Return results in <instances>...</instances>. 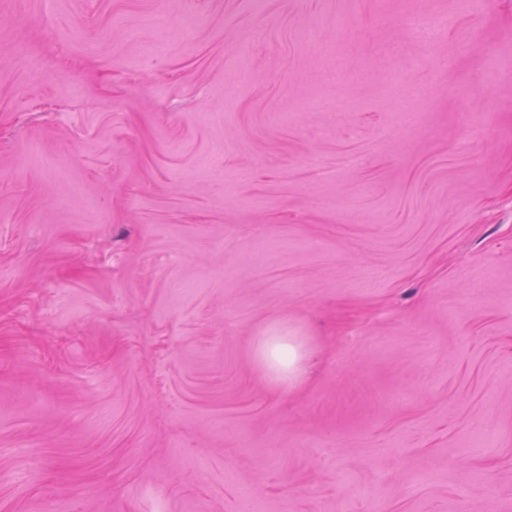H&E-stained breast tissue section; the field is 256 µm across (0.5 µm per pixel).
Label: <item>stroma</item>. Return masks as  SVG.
Segmentation results:
<instances>
[{"label":"stroma","mask_w":512,"mask_h":512,"mask_svg":"<svg viewBox=\"0 0 512 512\" xmlns=\"http://www.w3.org/2000/svg\"><path fill=\"white\" fill-rule=\"evenodd\" d=\"M0 512H512V0H0ZM258 362L263 370L275 369L288 373L289 381L295 382L300 376L298 362L301 357V343L296 336H267L258 346Z\"/></svg>","instance_id":"35a3bbf8"}]
</instances>
